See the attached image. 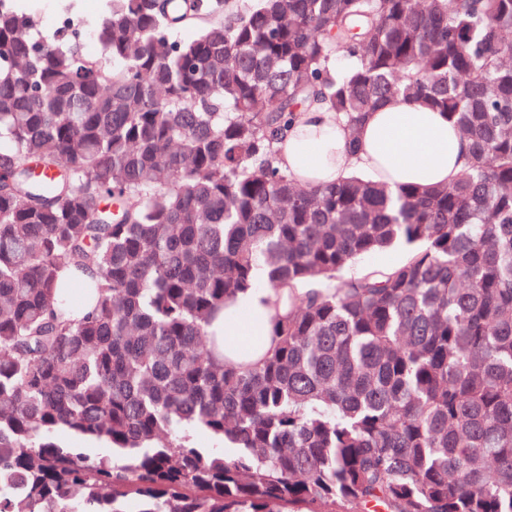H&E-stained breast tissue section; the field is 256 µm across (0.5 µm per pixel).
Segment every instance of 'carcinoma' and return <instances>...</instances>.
Instances as JSON below:
<instances>
[{
  "mask_svg": "<svg viewBox=\"0 0 512 512\" xmlns=\"http://www.w3.org/2000/svg\"><path fill=\"white\" fill-rule=\"evenodd\" d=\"M229 11L105 0L89 58L0 0V512H512V0ZM395 100L468 141L452 184L275 166ZM253 288L275 345L218 363Z\"/></svg>",
  "mask_w": 512,
  "mask_h": 512,
  "instance_id": "carcinoma-1",
  "label": "carcinoma"
}]
</instances>
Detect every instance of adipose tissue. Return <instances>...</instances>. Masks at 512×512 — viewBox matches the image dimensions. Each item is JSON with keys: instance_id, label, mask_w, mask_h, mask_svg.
Segmentation results:
<instances>
[{"instance_id": "obj_1", "label": "adipose tissue", "mask_w": 512, "mask_h": 512, "mask_svg": "<svg viewBox=\"0 0 512 512\" xmlns=\"http://www.w3.org/2000/svg\"><path fill=\"white\" fill-rule=\"evenodd\" d=\"M358 147L348 148V132L330 112H303L275 145L276 165L303 186L336 182L351 172L390 186L453 183L464 167L468 144L446 113L418 102H391L365 115ZM275 309L268 293L250 290L224 307L212 332L222 337L220 359L250 365L272 347Z\"/></svg>"}]
</instances>
